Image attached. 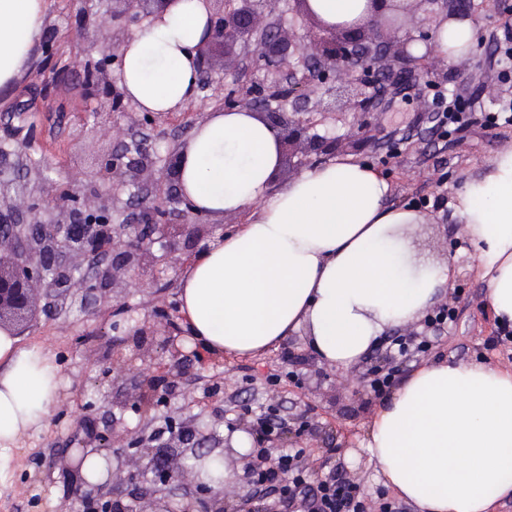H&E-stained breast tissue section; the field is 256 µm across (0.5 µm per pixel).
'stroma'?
Wrapping results in <instances>:
<instances>
[{
  "instance_id": "obj_1",
  "label": "stroma",
  "mask_w": 512,
  "mask_h": 512,
  "mask_svg": "<svg viewBox=\"0 0 512 512\" xmlns=\"http://www.w3.org/2000/svg\"><path fill=\"white\" fill-rule=\"evenodd\" d=\"M468 3L479 33L470 54L451 62L430 52L418 65L425 74L448 73L449 82H438L433 90H407L397 112H357L348 98H338L335 118L318 128L319 133L344 139L339 158L369 165L389 188L405 186L427 195L438 191L445 196L443 203L428 208L429 221L418 225L414 239L417 249L434 260H451L449 280L435 305L456 308L458 318L445 330L439 347L400 362L399 375L403 378L432 361L480 362L512 370V361L495 348L499 324L486 303L480 263L454 210L456 194L465 182L485 174L490 161L512 148V136L500 137L497 129L481 124L482 119L512 108V33L494 43L482 38L498 17L512 15V0ZM85 9L102 13L106 6L103 0H47L43 33L55 37L63 55L81 53L85 38L77 30V20ZM487 66L493 67L495 82L481 85L471 81L477 68ZM49 70L43 53L35 52L30 68L10 90L0 92V127L15 108H23L25 123L34 132L30 154L40 160L48 180L56 182L76 167L90 166L111 150L112 142L92 135L77 140L76 134L87 125L93 106L85 101L78 78L51 84L47 81ZM459 86L469 91L476 122L452 134L442 147L427 122L432 94ZM355 139L366 140V147L351 149L349 143ZM178 294V286L165 280L150 288L135 285L121 299L105 302L107 318L89 316L75 305L58 317L41 318L21 334V345L38 346L54 358L63 381L48 409L45 429L24 438L9 452L10 469L0 480V512H58L67 498V486L60 470L52 468V461L74 455L87 427L103 431L110 424L107 406L113 389L110 383L101 382L100 372L112 357L111 343L123 341L126 325L142 317L148 307L167 308L174 321H181ZM182 346L188 360L181 396L144 414L122 411L129 432H138L145 424L163 426L170 418L187 422L200 416L214 440L220 442L237 434L244 408L278 404L287 418L317 429L315 435L291 438L290 446L331 449L333 459L367 498L380 494L394 498V491L381 483L364 448L381 398L366 392L352 395L341 378L331 375L297 382L288 379L289 344L285 341L253 355L210 354L188 336L183 337ZM274 370L282 372V381L275 390L264 389L266 375ZM214 382L239 389L243 409L225 408L220 395L205 397V388Z\"/></svg>"
}]
</instances>
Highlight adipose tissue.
<instances>
[{
	"label": "adipose tissue",
	"mask_w": 512,
	"mask_h": 512,
	"mask_svg": "<svg viewBox=\"0 0 512 512\" xmlns=\"http://www.w3.org/2000/svg\"><path fill=\"white\" fill-rule=\"evenodd\" d=\"M329 25L368 17V0H308ZM46 0H0V90L12 88L40 41ZM202 0H177L121 49L123 85L143 109L166 112L198 95L195 49L207 36ZM475 41L471 19L436 31L437 53L456 59ZM273 128L252 112H214L183 153L181 184L218 218L263 200L249 224L194 256L179 294L193 339L212 354L267 350L302 332L319 360L348 366L391 328L436 300L449 263L421 254L412 233L425 212L385 204L372 168L334 159L281 188ZM487 281L496 320L512 326V149L468 181L456 207ZM58 369L41 349L0 329V451L41 431ZM366 448L384 485L418 512H491L512 497V371L480 363L424 364L376 414Z\"/></svg>",
	"instance_id": "adipose-tissue-1"
}]
</instances>
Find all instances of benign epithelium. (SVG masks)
I'll use <instances>...</instances> for the list:
<instances>
[{"instance_id": "7a95c632", "label": "benign epithelium", "mask_w": 512, "mask_h": 512, "mask_svg": "<svg viewBox=\"0 0 512 512\" xmlns=\"http://www.w3.org/2000/svg\"><path fill=\"white\" fill-rule=\"evenodd\" d=\"M445 4V18L469 17L465 0H417L421 4ZM112 10L102 21L115 28L109 35L88 38L83 60L77 64L83 95L100 104L92 129L82 133L117 130V144L111 152L82 173L83 182L55 183L54 207L44 209V176L40 169L26 173L23 190L15 187L16 160L22 148L31 144L27 136L15 140L17 147L0 155V327L22 334L40 316H55L65 302L78 295L85 308L107 298H122L137 274L154 281L171 268V259L186 249L195 253L219 228L197 211L187 198L179 170L184 143L179 142L159 156L136 143V137L150 131L164 134V126L183 116L187 109L145 112L120 86V47L143 21L162 15L171 0H110ZM395 0H371L373 17L367 23L326 26L306 7V0H293L296 17L307 22L309 43L295 30L283 25L265 31L264 16L277 11L275 0H205L208 12L207 38L196 47L199 89H210V98L220 109L256 112L277 132L282 158H297L294 168L305 167L311 157L321 160L336 154L339 139L318 133L326 120L323 97L349 91L362 112L381 111L379 98L366 95L365 78L370 76L383 95L399 94L417 81V63L409 50L415 41L411 30L386 39L372 32V23L383 19L392 24L389 11ZM256 42V62L265 70L261 87L226 88L216 69L215 48L223 55L237 52ZM301 71L295 81L285 75ZM288 99L296 108L287 112L267 106L270 101ZM125 125H120L118 118ZM128 211L119 224L114 217ZM108 239L111 250L105 259H95L98 243ZM189 334L161 308L145 309L143 317L129 329L135 346L131 356L112 352L105 371L114 384L138 376L136 388L112 406L142 413L158 401L178 396L181 357L180 337ZM166 354L172 359L168 374L161 380L151 375L156 359ZM391 363L390 351H379L376 361L352 376L355 392L363 391L373 377V368ZM123 420L112 418L104 432L86 431L79 456L62 461V475L70 487L68 512H166L157 510L173 489L184 484L189 470L187 455L203 460L215 449L196 452L187 445L186 435L202 444L209 437L186 425L172 423L165 442L140 434L135 437L119 430ZM121 436L129 455L113 448ZM99 455L115 461L109 479L91 483L83 475L86 458ZM231 466L241 465L252 479V454L226 456ZM194 491L183 495L177 512H232L230 485L193 483Z\"/></svg>"}]
</instances>
